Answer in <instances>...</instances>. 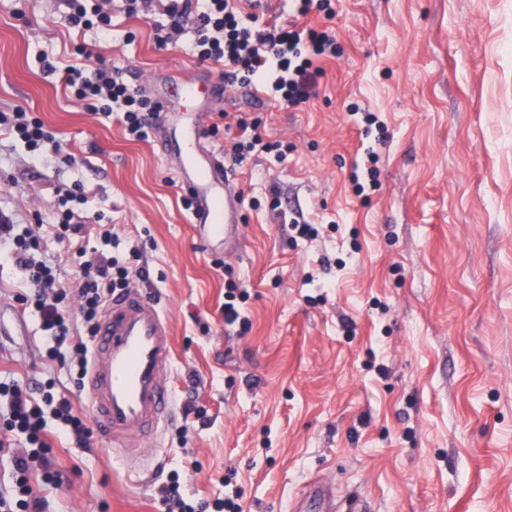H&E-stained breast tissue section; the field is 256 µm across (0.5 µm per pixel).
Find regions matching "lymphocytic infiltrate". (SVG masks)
Here are the masks:
<instances>
[{"label":"lymphocytic infiltrate","mask_w":512,"mask_h":512,"mask_svg":"<svg viewBox=\"0 0 512 512\" xmlns=\"http://www.w3.org/2000/svg\"><path fill=\"white\" fill-rule=\"evenodd\" d=\"M111 0H70L68 16L71 27L80 30H108L112 15ZM331 0H295L297 23L284 26L262 21L257 13L245 9L241 0H166L163 11L169 25L158 36L159 45L175 42L184 31L195 37L193 53L199 64L219 68L225 85L247 87L262 84L272 87L278 103L298 106L305 103L317 85L318 72L314 58L336 53V41L323 30L301 26V18L312 12H330ZM89 54L83 45H76L68 63L60 68L62 79L72 96L88 111L108 116L113 110L124 114L126 129L136 138H144L156 118L159 105L127 83L121 67L90 68ZM0 127L14 134L29 149L34 160H41L44 151H60L54 132L39 118L29 117L24 106L9 112L0 111ZM240 139L232 145L231 160L241 164L247 155L271 153L286 156L288 148L268 140L260 119L237 121ZM66 208L58 216V237L90 234L91 225L72 210V203H85L81 184H62L56 189ZM39 241L28 227L0 217V256L11 261L27 275L37 288V314L53 347L70 345L71 365L78 377L88 370V345L82 337L71 335L61 304L67 296L66 285L57 273L34 257ZM79 310L88 333H96L98 318L109 296L125 290L130 277L128 267L102 252L75 263ZM0 396L7 400V416L0 422V453L11 452L12 433L24 434L30 452L14 454L17 474L15 494H0V512H41L42 499L31 483L35 463L43 461L48 446L44 406H51L56 421L67 431L77 447L89 448L91 430L76 413L71 397L46 393L43 403H35L18 384L0 385Z\"/></svg>","instance_id":"1"}]
</instances>
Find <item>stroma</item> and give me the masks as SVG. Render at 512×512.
Returning a JSON list of instances; mask_svg holds the SVG:
<instances>
[{
	"instance_id": "obj_1",
	"label": "stroma",
	"mask_w": 512,
	"mask_h": 512,
	"mask_svg": "<svg viewBox=\"0 0 512 512\" xmlns=\"http://www.w3.org/2000/svg\"><path fill=\"white\" fill-rule=\"evenodd\" d=\"M339 55L314 62L297 107L253 88L184 111L175 88L218 72L192 34L165 48L159 12L112 7L107 36L68 24L65 0H0V111L23 105L62 144L33 162L0 134V208L34 225L36 260L74 284L71 257L98 237L59 241L56 186L78 182L85 215L104 214L110 249L149 276L131 286L168 319L175 409L142 442L146 472L112 439L75 447L49 422L59 485L33 474L44 512H162L178 480L194 504L236 496L245 512H299L306 487L357 493L373 512H512V0H332ZM82 44L132 86L164 99L147 138L121 113L88 112L61 74L43 71ZM379 118L363 134L362 114ZM260 118L286 159L255 154L229 173L233 236L206 247L175 177L190 126ZM386 134L374 186L350 175ZM312 225L301 233L295 220ZM240 317L224 321L230 286ZM35 290L0 262V381L73 395L47 354Z\"/></svg>"
}]
</instances>
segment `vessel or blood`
<instances>
[{"label":"vessel or blood","instance_id":"1","mask_svg":"<svg viewBox=\"0 0 512 512\" xmlns=\"http://www.w3.org/2000/svg\"><path fill=\"white\" fill-rule=\"evenodd\" d=\"M191 150L179 174L198 201L192 221L206 225L208 241L230 236L238 202L226 186L224 163L192 131ZM168 321L140 292L128 291L106 305L93 343L86 394L96 426L115 441L153 435L167 420L174 394L164 372L172 361Z\"/></svg>","mask_w":512,"mask_h":512}]
</instances>
